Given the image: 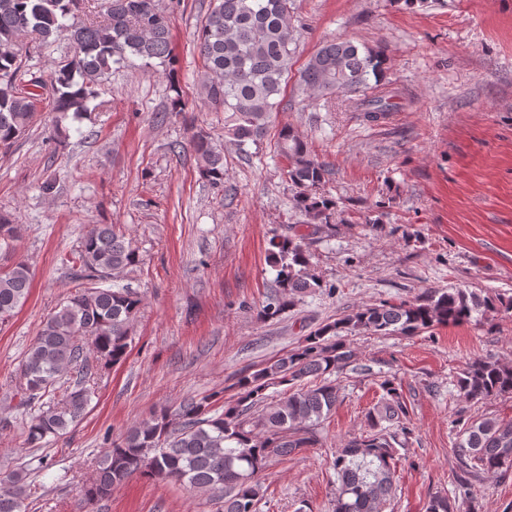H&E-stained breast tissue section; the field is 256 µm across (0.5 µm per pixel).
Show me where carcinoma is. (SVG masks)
<instances>
[{
	"label": "carcinoma",
	"mask_w": 512,
	"mask_h": 512,
	"mask_svg": "<svg viewBox=\"0 0 512 512\" xmlns=\"http://www.w3.org/2000/svg\"><path fill=\"white\" fill-rule=\"evenodd\" d=\"M82 2L0 0V148H10L29 131L45 100L59 113L53 138H67L62 119H81L112 66L133 58L147 64L157 60L165 67L175 93L170 111H184L170 20L159 0H104L103 15L86 22L78 20ZM60 36L67 45L49 81L21 87L25 40ZM197 48L203 62L199 94L208 109L224 113V142L240 149L258 145L280 109L294 65L293 0H213L198 31ZM384 64L382 48L337 38L310 56L298 71L297 84L313 97L355 95L357 111L377 121L395 107L394 92L381 87ZM188 146L209 185L224 189V149L203 129L192 132ZM277 150L286 161L294 207L316 230L332 223L336 200L321 192L329 181L328 166L289 126L280 130ZM269 257L280 292L267 297L260 317L273 319L294 305V296L328 288L311 273L307 235L295 228L288 225L270 239ZM138 262L132 239L114 224H94L81 238L69 259L75 290L44 321L22 359L13 390L19 405L39 404L21 421L27 444L67 434L88 406L91 383L125 358L142 295L132 283L119 285L117 279ZM32 277L31 267L22 261L0 272L1 321L23 305ZM501 311H512V297L457 288H432L412 300L357 308L311 331L289 354L242 372L237 393L224 401L222 412L214 410L216 399L206 396L163 408L132 426L119 442L110 443L84 499L92 505L140 474L222 493L224 512H255L259 474L270 458L316 447L318 426L336 409L339 395L328 375L355 362L340 333L414 336ZM274 385L289 386L288 395L270 403L266 391ZM380 388L381 403L366 415L368 433L336 449L331 512H385L390 500L398 436L407 439L412 429L405 426L409 406L400 386L385 379ZM455 388L473 405L512 398V365L475 358L459 372ZM452 453L457 465L453 495L429 497L425 512H458L476 500L475 482L481 475L507 476L512 470V419L468 418ZM30 496L22 472L0 474V512H26Z\"/></svg>",
	"instance_id": "obj_1"
}]
</instances>
